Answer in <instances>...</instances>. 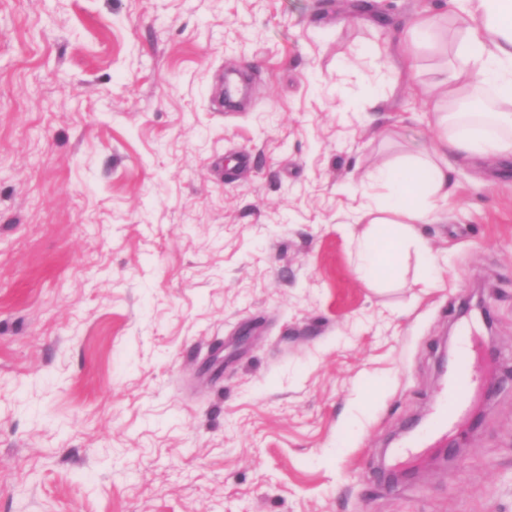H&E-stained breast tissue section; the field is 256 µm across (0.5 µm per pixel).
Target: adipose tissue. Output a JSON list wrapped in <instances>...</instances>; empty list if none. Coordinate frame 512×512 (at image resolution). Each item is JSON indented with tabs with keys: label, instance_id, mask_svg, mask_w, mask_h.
<instances>
[{
	"label": "adipose tissue",
	"instance_id": "obj_1",
	"mask_svg": "<svg viewBox=\"0 0 512 512\" xmlns=\"http://www.w3.org/2000/svg\"><path fill=\"white\" fill-rule=\"evenodd\" d=\"M470 2L456 17L464 31L455 46L456 62L435 84L455 110L437 116L442 131L431 154L387 164L370 177L373 192L357 215L367 224L358 239L357 273L368 286L396 279L400 255L417 243L415 225L447 223L452 189L447 155L472 165L512 157V0ZM478 87L493 95L497 111H459Z\"/></svg>",
	"mask_w": 512,
	"mask_h": 512
}]
</instances>
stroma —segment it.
I'll list each match as a JSON object with an SVG mask.
<instances>
[{"mask_svg":"<svg viewBox=\"0 0 512 512\" xmlns=\"http://www.w3.org/2000/svg\"><path fill=\"white\" fill-rule=\"evenodd\" d=\"M450 10L0 0V512H512V378L453 472L378 465L473 289L512 366L511 168L455 163L438 287L412 250L355 272L369 175L436 140ZM436 19L430 15L417 16L404 31L403 40L407 41L414 36H421L423 39H430L435 34Z\"/></svg>","mask_w":512,"mask_h":512,"instance_id":"1","label":"stroma"}]
</instances>
